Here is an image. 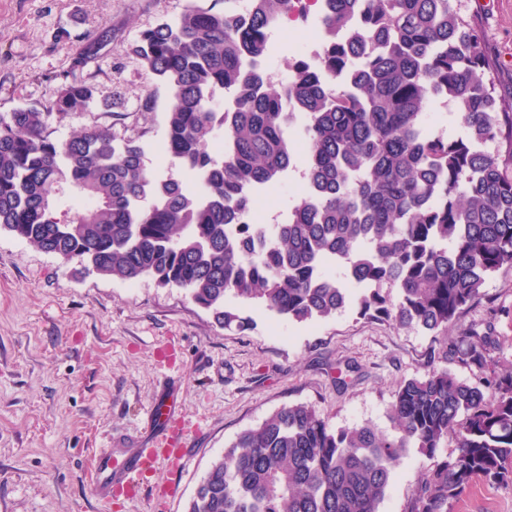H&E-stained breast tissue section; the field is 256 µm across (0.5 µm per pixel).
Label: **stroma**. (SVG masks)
<instances>
[{"instance_id":"obj_1","label":"stroma","mask_w":512,"mask_h":512,"mask_svg":"<svg viewBox=\"0 0 512 512\" xmlns=\"http://www.w3.org/2000/svg\"><path fill=\"white\" fill-rule=\"evenodd\" d=\"M187 0H0V114L46 103L64 78L96 88L86 111L52 117L54 138L109 128L152 152L164 139L168 90L132 47L140 34L180 14ZM497 73V93L512 100V0H465ZM111 28L94 63L74 67L85 37ZM288 51L266 68L288 75L320 45L314 14L282 23ZM153 95L154 109L141 108ZM245 331L216 325L187 290L149 276L128 283L96 273L0 231V512H153L148 494L108 506L90 476L105 446L134 448L144 414L166 377L181 379L190 453L177 476L179 494L165 512L186 505L210 464L244 429L282 406L303 403L336 428L391 429L393 394L402 380L440 360L432 334L363 317L349 307L334 317L295 323L245 308ZM460 325L492 326L501 369L512 368V269L484 284ZM180 357L166 365L161 351ZM430 459L408 449L380 512H411ZM449 512H512V481L474 479Z\"/></svg>"}]
</instances>
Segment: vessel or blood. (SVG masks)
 Wrapping results in <instances>:
<instances>
[{
	"label": "vessel or blood",
	"mask_w": 512,
	"mask_h": 512,
	"mask_svg": "<svg viewBox=\"0 0 512 512\" xmlns=\"http://www.w3.org/2000/svg\"><path fill=\"white\" fill-rule=\"evenodd\" d=\"M180 387L169 381L146 412L149 432L136 450L119 455L112 449L99 450L94 466L98 496L110 502L133 499L149 486V480L162 464L181 465L190 446L182 425Z\"/></svg>",
	"instance_id": "vessel-or-blood-1"
}]
</instances>
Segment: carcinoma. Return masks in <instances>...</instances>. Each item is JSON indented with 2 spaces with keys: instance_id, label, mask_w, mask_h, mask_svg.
<instances>
[{
  "instance_id": "obj_1",
  "label": "carcinoma",
  "mask_w": 512,
  "mask_h": 512,
  "mask_svg": "<svg viewBox=\"0 0 512 512\" xmlns=\"http://www.w3.org/2000/svg\"><path fill=\"white\" fill-rule=\"evenodd\" d=\"M313 2L322 43L279 85L261 61L293 0H251L243 16L191 0L140 35L133 51L171 92L164 150L196 182L152 175L143 147L105 127L52 138V114L94 103L84 80L61 84L47 106L0 115V231L103 276L185 288L226 330L252 327L240 305L302 323L354 304L442 336L443 359L476 369L477 383L430 364L397 386L387 432L284 406L224 449L186 512H379L410 447L433 460L412 512H448L473 478L512 480V371L498 370V339L490 325L448 335L486 279L512 268V100L498 97L462 0ZM111 42L110 29L85 40L77 66ZM224 88L233 99L218 112ZM434 101L452 106L462 136L425 124ZM289 125L307 143L304 190L251 255L248 192L296 169ZM64 183L86 202L62 222ZM450 433L454 450L440 459Z\"/></svg>"
}]
</instances>
